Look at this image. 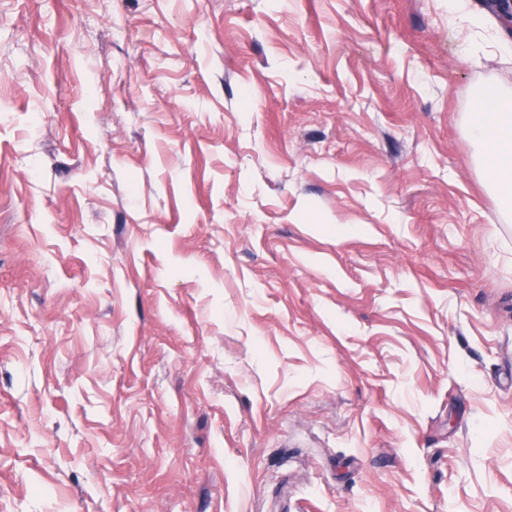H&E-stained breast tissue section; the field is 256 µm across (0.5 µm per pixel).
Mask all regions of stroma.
<instances>
[{
  "instance_id": "stroma-1",
  "label": "stroma",
  "mask_w": 512,
  "mask_h": 512,
  "mask_svg": "<svg viewBox=\"0 0 512 512\" xmlns=\"http://www.w3.org/2000/svg\"><path fill=\"white\" fill-rule=\"evenodd\" d=\"M466 11L0 0V512H512Z\"/></svg>"
}]
</instances>
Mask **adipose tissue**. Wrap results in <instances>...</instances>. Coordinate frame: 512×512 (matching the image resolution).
Returning <instances> with one entry per match:
<instances>
[{
  "mask_svg": "<svg viewBox=\"0 0 512 512\" xmlns=\"http://www.w3.org/2000/svg\"><path fill=\"white\" fill-rule=\"evenodd\" d=\"M466 134L478 148L477 165L484 183L512 213V93L482 96L466 123Z\"/></svg>",
  "mask_w": 512,
  "mask_h": 512,
  "instance_id": "obj_1",
  "label": "adipose tissue"
}]
</instances>
